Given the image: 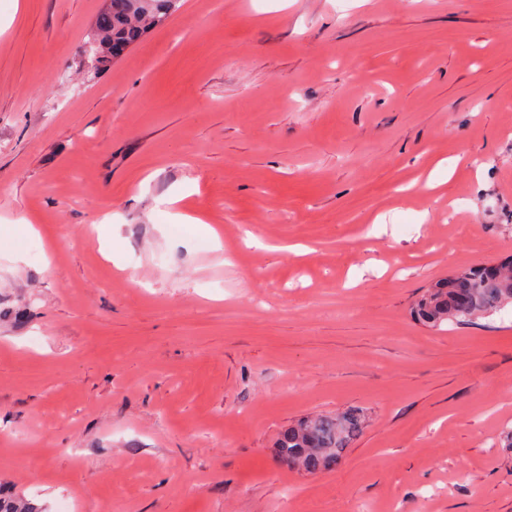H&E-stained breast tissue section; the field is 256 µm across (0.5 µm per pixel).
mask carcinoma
Returning <instances> with one entry per match:
<instances>
[{
  "mask_svg": "<svg viewBox=\"0 0 512 512\" xmlns=\"http://www.w3.org/2000/svg\"><path fill=\"white\" fill-rule=\"evenodd\" d=\"M181 0H106L93 30L99 42V72L117 57L114 50L138 42L163 25ZM512 305V262L476 264L457 270L435 283L420 298L413 315L418 321L437 326L445 321L473 318ZM364 415L358 411L308 417L284 430L276 442L279 457L315 472L336 466L346 448L361 435ZM0 512H36L30 503L0 493Z\"/></svg>",
  "mask_w": 512,
  "mask_h": 512,
  "instance_id": "obj_1",
  "label": "carcinoma"
}]
</instances>
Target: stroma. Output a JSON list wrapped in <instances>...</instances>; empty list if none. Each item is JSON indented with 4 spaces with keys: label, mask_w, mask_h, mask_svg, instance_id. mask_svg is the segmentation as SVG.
Wrapping results in <instances>:
<instances>
[{
    "label": "stroma",
    "mask_w": 512,
    "mask_h": 512,
    "mask_svg": "<svg viewBox=\"0 0 512 512\" xmlns=\"http://www.w3.org/2000/svg\"><path fill=\"white\" fill-rule=\"evenodd\" d=\"M104 4L0 0V486L512 512V307L410 314L512 255V0H183L92 76ZM348 408L335 468L281 464ZM364 422L358 411L305 418L282 432L276 442L278 455L309 472L335 467L361 435Z\"/></svg>",
    "instance_id": "stroma-1"
}]
</instances>
